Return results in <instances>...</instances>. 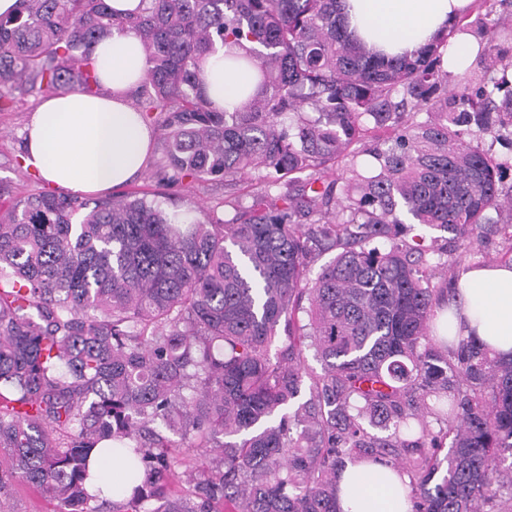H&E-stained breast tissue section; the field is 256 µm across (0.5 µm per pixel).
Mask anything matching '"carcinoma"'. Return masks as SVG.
Here are the masks:
<instances>
[{"mask_svg":"<svg viewBox=\"0 0 512 512\" xmlns=\"http://www.w3.org/2000/svg\"><path fill=\"white\" fill-rule=\"evenodd\" d=\"M339 2L141 0L119 17L107 0H20L0 16V112L14 90L96 93L93 44L136 30V110L159 121L169 180H224L231 212L179 218L145 194L0 204V500L23 481L101 512L88 459L108 447L124 462L112 493L135 483L114 512H337L348 462L397 458L413 512H512V359L432 336L448 251L512 242L497 219L512 160L482 147L512 148V88L486 73L450 96L447 38L387 58ZM483 5L455 31L512 66L493 18L512 0ZM227 42L259 80L233 112L200 70ZM245 172L261 184L247 207ZM405 214L450 246L408 238ZM309 349L323 373L299 403ZM166 430L205 449L184 492Z\"/></svg>","mask_w":512,"mask_h":512,"instance_id":"obj_1","label":"carcinoma"}]
</instances>
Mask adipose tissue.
<instances>
[{
  "label": "adipose tissue",
  "instance_id": "ef3b65f1",
  "mask_svg": "<svg viewBox=\"0 0 512 512\" xmlns=\"http://www.w3.org/2000/svg\"><path fill=\"white\" fill-rule=\"evenodd\" d=\"M474 0H346L349 25L367 48L388 56L412 53L447 38L444 66L460 73L478 49L469 34L449 29ZM224 44L202 61L205 92L219 110L234 111L251 97L250 71L229 58ZM101 90L64 91L42 101L25 129L24 167L55 188L96 193L127 184L149 160L153 131L130 104L148 68L139 34L116 30L91 53ZM458 296L439 312L442 336H473L503 358L512 357V261L472 266L457 282ZM409 479L393 464H348L338 482L340 512H411Z\"/></svg>",
  "mask_w": 512,
  "mask_h": 512
}]
</instances>
